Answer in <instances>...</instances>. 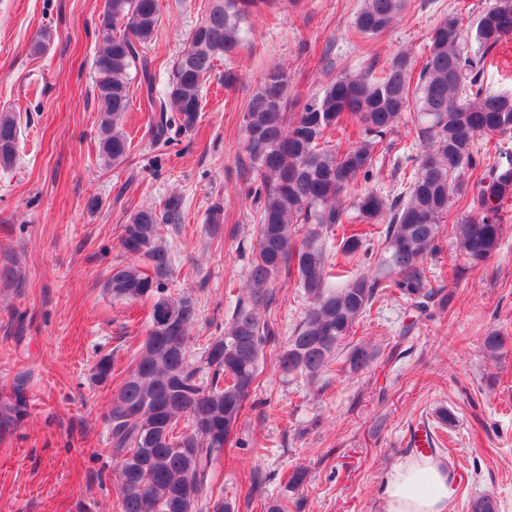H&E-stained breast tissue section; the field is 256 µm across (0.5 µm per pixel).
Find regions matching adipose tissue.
<instances>
[{
  "label": "adipose tissue",
  "instance_id": "adipose-tissue-1",
  "mask_svg": "<svg viewBox=\"0 0 512 512\" xmlns=\"http://www.w3.org/2000/svg\"><path fill=\"white\" fill-rule=\"evenodd\" d=\"M456 479L443 459L414 457L388 475L383 498L385 512H448Z\"/></svg>",
  "mask_w": 512,
  "mask_h": 512
}]
</instances>
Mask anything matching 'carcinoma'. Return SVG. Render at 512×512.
Instances as JSON below:
<instances>
[{"label":"carcinoma","instance_id":"obj_1","mask_svg":"<svg viewBox=\"0 0 512 512\" xmlns=\"http://www.w3.org/2000/svg\"><path fill=\"white\" fill-rule=\"evenodd\" d=\"M109 16L100 22L95 55L99 154L118 166L130 155L122 123L134 91L152 112H173L180 129L195 127L202 112V89L217 63L229 61L247 45L245 22L275 7V0H214L193 27L169 79L166 99L157 101L151 45L161 22L159 0H108ZM408 0H364L354 27L364 38L389 31ZM512 35V0H489L470 25L459 13L431 31L428 52L416 84L411 63L397 54L381 75L372 71L341 75L298 101L290 97V76L269 69L248 101L242 133L248 163L246 197L259 216L245 295L236 299L224 335L194 349L190 330L197 310L190 295L174 296L168 283L173 265L163 230L182 220L181 199L161 210L139 209L125 225L120 248L141 258L112 267L105 289L127 302L151 301L149 325L126 371L119 375L105 421L108 457L118 474V512H232L214 486L213 465L233 447L232 438L245 403L259 386L266 349L276 328L258 309L272 301L269 284L282 276L302 289L304 317L288 341L275 349L286 375L315 380L334 369L355 374L374 362L378 351L354 340L358 325L383 295L401 300L418 314L445 308V292L427 265L440 250L442 227L451 206L470 198L469 210L448 230L466 265L486 264L499 250L500 212L512 200V154L492 165L477 139L512 134V91L483 88L486 54ZM474 40L483 55H468ZM137 84H132V80ZM412 115L423 148L405 192L393 201L358 190V180L373 173L376 151L395 145L404 114ZM358 128L357 139L340 150L327 136ZM17 159L15 118L0 114V167ZM365 224L385 221L379 231L374 272L359 273L340 285L332 281L325 235L342 229L337 251L368 255L367 237L345 225V200ZM0 283L19 287L17 268L0 263ZM504 339L492 331L484 350L497 358ZM114 374L112 355L92 367L99 384ZM34 370L22 367L0 394V436L13 432L29 415ZM308 471L292 470L285 494L264 504L265 512H290V498L307 482ZM469 512H497L490 495L469 501Z\"/></svg>","mask_w":512,"mask_h":512}]
</instances>
